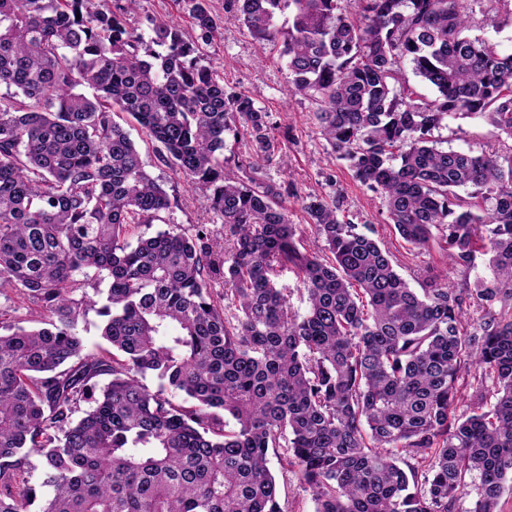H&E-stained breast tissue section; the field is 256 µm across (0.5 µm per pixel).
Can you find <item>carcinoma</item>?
I'll return each instance as SVG.
<instances>
[{"instance_id": "cac0c4a2", "label": "carcinoma", "mask_w": 512, "mask_h": 512, "mask_svg": "<svg viewBox=\"0 0 512 512\" xmlns=\"http://www.w3.org/2000/svg\"><path fill=\"white\" fill-rule=\"evenodd\" d=\"M188 2L195 38L150 18L146 39L127 22L139 0H0V286L40 308L38 327L0 324V512L36 499L31 451L51 488L42 512H283L269 468L280 448L315 512H459L474 472L470 512H501L512 144L472 155L434 132L463 116L512 141V52L466 34L471 14L503 0H228L254 39L283 38L289 95L316 105L336 159L380 195L400 238L438 242L464 275L419 289L338 200L306 197L310 253L258 166L226 170L229 134L271 156L269 113L204 64L217 18L210 0ZM116 108L210 193L224 243L202 226L129 241L171 204ZM479 253L490 275L471 285ZM91 270L109 282L106 355L86 352L78 330L74 293ZM286 270L303 314L279 283ZM461 385L473 389L467 415ZM25 470L29 485L33 486L37 490L38 495L48 496L50 489L48 487H42L44 475L41 466V458L37 453H29L26 460Z\"/></svg>"}]
</instances>
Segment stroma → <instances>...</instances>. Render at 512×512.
Instances as JSON below:
<instances>
[{
  "instance_id": "35a3bbf8",
  "label": "stroma",
  "mask_w": 512,
  "mask_h": 512,
  "mask_svg": "<svg viewBox=\"0 0 512 512\" xmlns=\"http://www.w3.org/2000/svg\"><path fill=\"white\" fill-rule=\"evenodd\" d=\"M211 5L218 17V29L207 48V60L223 73L225 88L245 92L269 112L270 134L279 140L281 150L271 161L263 162L262 168L269 182L293 187L294 193L286 197L285 205L303 246L312 248L314 241L310 219L302 207L303 198L311 194L335 197L340 201L342 216L375 230L377 238L392 253L396 270L412 287H420L434 275L458 281L459 273L450 268L437 244L408 250L390 224L381 197L353 179L351 172L335 159L314 119L310 100L288 94V70L281 57V43L253 39L231 13L225 12L224 0H212ZM189 8L188 0H140L129 16V23L142 32L148 18L169 17L190 37L194 28ZM472 32L491 39L499 49L511 50L512 0H506L496 13L476 16ZM116 120L135 142L148 172L167 192L170 218L178 231L189 233L196 225L205 224L213 240H221L224 228L214 223L207 195L159 162L145 132L128 114L118 113ZM438 136L445 146L476 154L498 144L491 127L478 118L449 120ZM270 468L279 488L283 512H315L310 491L294 472L276 457L271 458Z\"/></svg>"
}]
</instances>
